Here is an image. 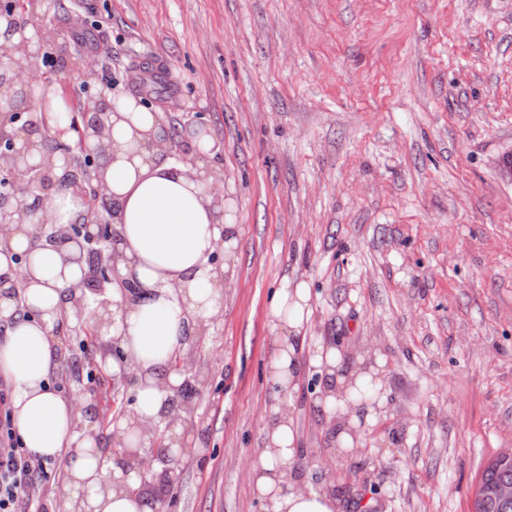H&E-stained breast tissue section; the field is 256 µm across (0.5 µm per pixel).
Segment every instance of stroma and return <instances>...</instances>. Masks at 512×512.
<instances>
[{"mask_svg": "<svg viewBox=\"0 0 512 512\" xmlns=\"http://www.w3.org/2000/svg\"><path fill=\"white\" fill-rule=\"evenodd\" d=\"M53 70L70 96L151 104L173 151L206 164L234 218V273L197 348L207 374L190 454L151 512H262L248 464L275 394L274 290L306 282L317 345L379 359L373 423L337 451L305 365L287 403L295 468L343 512H473L479 476L512 448V0H61ZM100 30L75 39L71 12ZM86 81L61 66L73 48ZM164 63L160 98L134 80ZM55 373L77 396L95 370L76 319ZM80 364L72 379V364Z\"/></svg>", "mask_w": 512, "mask_h": 512, "instance_id": "stroma-1", "label": "stroma"}]
</instances>
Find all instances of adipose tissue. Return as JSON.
Segmentation results:
<instances>
[{"label":"adipose tissue","instance_id":"adipose-tissue-1","mask_svg":"<svg viewBox=\"0 0 512 512\" xmlns=\"http://www.w3.org/2000/svg\"><path fill=\"white\" fill-rule=\"evenodd\" d=\"M112 149L101 173L118 206L116 224L122 259L121 276L136 279L146 300L125 303L112 290V320L103 340L120 350L107 357L113 375L135 374L132 408L142 418H158L178 376L162 380L167 360L186 349L189 327L209 321L221 309L218 282L225 268L212 264L213 253L229 247L234 226L223 205L224 190L201 172L163 161L156 145L166 136L158 114L133 96L114 101ZM76 247L59 250L36 240L30 225L12 229L0 250V275L9 273L13 257L26 254L29 276L16 298L0 299L11 313L23 303L28 315L15 316L0 337V379L13 390L11 419L21 444L32 454L59 464L70 493L84 492L86 512H149L142 497L123 489L121 468L96 450L81 428L79 405L54 390L50 376L60 361L55 326L70 309L69 293L84 277L72 262ZM311 291L305 282L282 280L272 315L276 332L268 371L280 391L296 387L297 346L308 322ZM312 363L328 378L316 403L324 410L347 407L357 387L371 382L365 357L349 358L333 346H317ZM263 446L249 465L255 496L265 512H341L333 493L304 484L292 465L298 456L294 422L285 400L264 409Z\"/></svg>","mask_w":512,"mask_h":512}]
</instances>
